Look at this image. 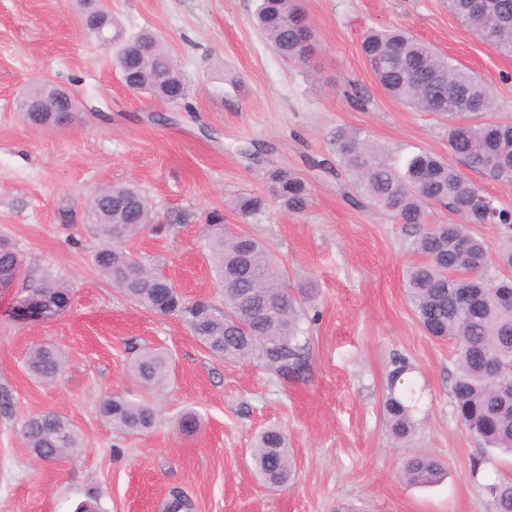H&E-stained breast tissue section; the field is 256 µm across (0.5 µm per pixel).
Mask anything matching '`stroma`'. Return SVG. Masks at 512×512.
Masks as SVG:
<instances>
[{"label": "stroma", "instance_id": "1", "mask_svg": "<svg viewBox=\"0 0 512 512\" xmlns=\"http://www.w3.org/2000/svg\"><path fill=\"white\" fill-rule=\"evenodd\" d=\"M257 0H101L125 35L148 29L167 45L189 85L162 101L124 85L114 50L87 36L78 0H0V239L22 255L27 280L51 273L72 289L67 313L18 319V294L0 292V512H74L88 491L103 512H163L172 487L194 512H493L486 484L512 479V457L483 449L461 425L451 386L453 341L423 333L405 292L419 261L411 229L353 207L335 178L310 167L331 155L330 133L344 125L403 156L448 153L447 121L391 97L361 51L367 29L397 26L491 83L486 120L512 121V58L485 45L448 0H299L313 32L307 65L285 62L257 27ZM76 97V119L58 129L26 125L18 101L42 84ZM270 146L248 156L245 143ZM293 169L311 185L302 215L274 198L268 169ZM118 183L149 197L162 232L131 251L164 273L182 295L224 306L207 256V217L248 231L286 267L291 288L313 283L311 370L288 385L257 359L230 364L205 350L174 316L129 302L94 265L105 240L86 220L91 193ZM257 194L263 212L242 217L235 199ZM54 346L65 367L50 383L25 368L28 348ZM173 356L168 386L149 392L128 371L133 347ZM413 366L419 395L417 442L444 464L434 484L401 477L407 449L382 417L394 355ZM119 391L153 406L156 422L121 434L98 413ZM191 410L199 429L179 432ZM45 412L69 421L80 448L38 460L23 437L25 419ZM288 435L295 474L271 488L256 475L255 435Z\"/></svg>", "mask_w": 512, "mask_h": 512}]
</instances>
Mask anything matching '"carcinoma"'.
Listing matches in <instances>:
<instances>
[{
	"label": "carcinoma",
	"instance_id": "cac0c4a2",
	"mask_svg": "<svg viewBox=\"0 0 512 512\" xmlns=\"http://www.w3.org/2000/svg\"><path fill=\"white\" fill-rule=\"evenodd\" d=\"M449 0L450 10L481 41L497 53L512 57V0ZM256 21L278 55L304 64L312 32L295 0H260ZM99 29L116 45V59L125 76L142 93L177 101L187 94L186 83L166 44L149 30L121 39L112 15L103 12ZM362 52L381 87L392 97L421 112L448 118V149L469 168L512 183V123L477 121L493 106L489 83L453 63L430 44L402 29L366 33ZM77 103L66 89L44 84L38 98L20 102L23 120L31 127H61L75 118ZM336 162L315 167L346 182L345 195L355 205L381 213L415 232L421 260L409 267L406 294L427 336L453 339L458 345L457 375L451 394L454 412L464 428L488 448L512 454V306L495 301L512 279H494L493 267L512 271V206L483 191L447 159L420 150L396 159L358 130L338 126L331 133ZM273 192L288 211L301 214L312 203L310 184L296 172L278 167L267 172ZM433 205L459 215L455 224H434ZM265 207L258 195L240 197L235 210L255 215ZM89 218L112 241L94 256L105 279L131 303L161 316H178L207 351L236 363L254 356L273 375L293 382L306 377L311 366L309 321L302 302L288 289V271L264 245L246 231L214 232L208 242L212 262L224 287V311L210 303H189L164 288L154 272L135 259L124 243L154 223L148 197L136 186L114 184L109 194L93 196ZM493 224L507 234L494 246L472 233L475 226ZM23 275L20 254L0 243V283L8 286ZM31 298L66 310L67 285L50 276L25 288ZM26 367L34 376L52 381L63 368L61 354L49 344L29 349ZM170 356L145 347L136 352L130 373L149 391L162 390L169 379ZM411 366L395 356L387 374L383 414L387 434L398 444L412 443L419 425L417 391L408 383ZM99 414L121 433L151 429L156 415L149 403L112 391L99 405ZM23 435L31 451L64 456L81 445L74 425L54 412L27 418ZM254 466L271 487L291 480L293 466L286 435L277 428L258 433L252 448ZM440 461L425 451L409 455L403 478L412 485H430L441 475ZM495 512H512V481L483 485ZM165 512H192L193 504L180 490L170 492Z\"/></svg>",
	"mask_w": 512,
	"mask_h": 512
}]
</instances>
